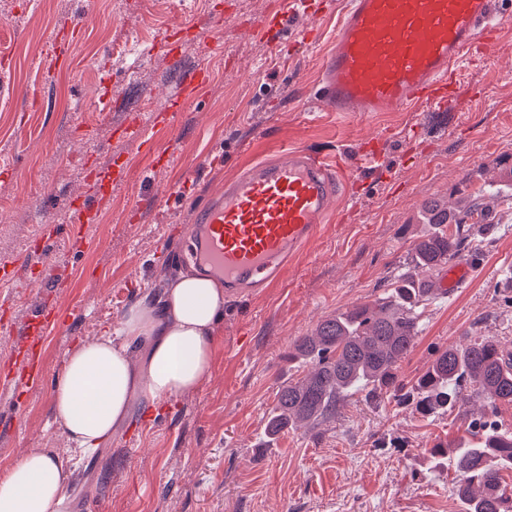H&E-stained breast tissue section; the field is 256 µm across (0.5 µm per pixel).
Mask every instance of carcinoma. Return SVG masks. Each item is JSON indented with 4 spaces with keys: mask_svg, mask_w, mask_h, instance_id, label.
<instances>
[{
    "mask_svg": "<svg viewBox=\"0 0 512 512\" xmlns=\"http://www.w3.org/2000/svg\"><path fill=\"white\" fill-rule=\"evenodd\" d=\"M505 197L501 187L489 184L453 210L438 199L422 206L423 223L431 229L415 242L412 266L387 283L384 296L330 315L296 340L288 358L310 370L276 392L270 434L297 422L332 421L357 391L370 401L411 402L424 416L455 412L467 422L468 437L439 442L430 453L459 474L463 512H512V490L502 482V471L512 470V428L497 419L499 405H512V346L472 336L437 352L414 382L398 373L419 336L420 308L434 291L423 275H435L465 249L478 254L493 231L494 208Z\"/></svg>",
    "mask_w": 512,
    "mask_h": 512,
    "instance_id": "carcinoma-1",
    "label": "carcinoma"
}]
</instances>
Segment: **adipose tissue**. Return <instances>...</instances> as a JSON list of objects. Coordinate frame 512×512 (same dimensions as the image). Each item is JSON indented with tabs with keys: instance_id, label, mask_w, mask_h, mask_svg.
<instances>
[{
	"instance_id": "adipose-tissue-1",
	"label": "adipose tissue",
	"mask_w": 512,
	"mask_h": 512,
	"mask_svg": "<svg viewBox=\"0 0 512 512\" xmlns=\"http://www.w3.org/2000/svg\"><path fill=\"white\" fill-rule=\"evenodd\" d=\"M225 302L217 281L182 274L158 300L134 301L117 334L72 347L52 399L54 421L73 452L108 444L134 402L152 412L197 390L211 367ZM135 348L142 351L136 364L130 359ZM72 466L71 455L41 448L1 468L0 512H65Z\"/></svg>"
}]
</instances>
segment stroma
Masks as SVG:
<instances>
[{
  "label": "stroma",
  "instance_id": "1",
  "mask_svg": "<svg viewBox=\"0 0 512 512\" xmlns=\"http://www.w3.org/2000/svg\"><path fill=\"white\" fill-rule=\"evenodd\" d=\"M315 17L294 16L278 49L264 18L281 0H0V267L15 262L43 225L66 219L87 181L112 166L123 180L107 189L92 223L52 237L46 283L16 289L0 336V364L15 334L52 301L59 319L41 343L44 380L35 390L0 392V467L26 451L69 445L54 423L52 392L68 351L116 329L128 306L195 270L184 237L193 211L243 166L276 156L282 144L313 153L353 154L383 135L379 171L341 204L344 223L324 224L270 288L228 298L200 387L135 414L109 447L79 460L67 483L70 512H462L453 467L433 465L437 442L465 433L456 415L424 416L391 399L349 397L335 421L265 435L280 385L296 369L288 352L327 316L378 297L384 281L410 266L432 199L455 203L512 165V0L498 45L472 49L458 70L456 100L443 119L373 112L337 120L302 112L346 0H310ZM316 28L302 41L300 31ZM169 36L179 65L155 51ZM209 78L157 140L166 154L118 139L130 111L145 123L171 112L182 71ZM178 186L181 195L157 199ZM496 228L471 279L437 295L421 316L399 372L411 380L437 350L461 337L512 341V199L495 208ZM68 288L53 295L48 283Z\"/></svg>",
  "mask_w": 512,
  "mask_h": 512
}]
</instances>
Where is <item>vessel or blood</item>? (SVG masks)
Instances as JSON below:
<instances>
[{"label": "vessel or blood", "instance_id": "obj_1", "mask_svg": "<svg viewBox=\"0 0 512 512\" xmlns=\"http://www.w3.org/2000/svg\"><path fill=\"white\" fill-rule=\"evenodd\" d=\"M498 32L493 0H349L315 96L345 117L447 108L464 54L492 43ZM371 165L364 148L354 161L340 157L330 165L302 148L280 147L274 162L251 164L198 212L186 231L189 253L222 278L231 295L270 286L334 212L335 196L351 191ZM103 201L100 191H89L73 206L68 223H89ZM52 317V309L41 308L18 339L14 356L25 371L1 375V390L40 384L43 371L33 349Z\"/></svg>", "mask_w": 512, "mask_h": 512}]
</instances>
